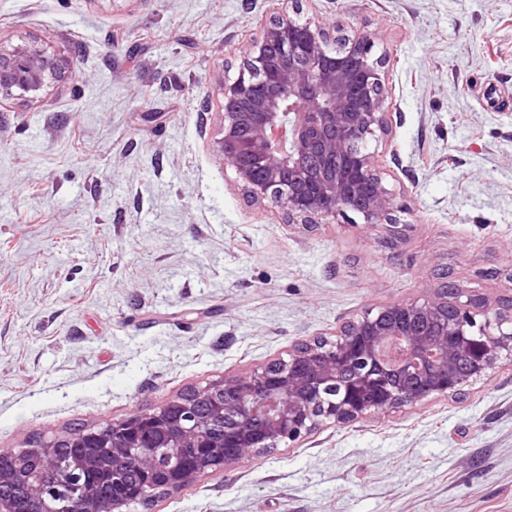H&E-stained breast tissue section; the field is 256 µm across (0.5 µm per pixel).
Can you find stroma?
<instances>
[{
  "label": "stroma",
  "mask_w": 512,
  "mask_h": 512,
  "mask_svg": "<svg viewBox=\"0 0 512 512\" xmlns=\"http://www.w3.org/2000/svg\"><path fill=\"white\" fill-rule=\"evenodd\" d=\"M370 33L398 192L313 231L215 150L271 17ZM86 74L0 101V449L150 410L451 283L512 298V0H0ZM133 512H512V357L456 397L316 428Z\"/></svg>",
  "instance_id": "35a3bbf8"
}]
</instances>
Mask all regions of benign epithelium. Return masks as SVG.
Returning a JSON list of instances; mask_svg holds the SVG:
<instances>
[{"label":"benign epithelium","mask_w":512,"mask_h":512,"mask_svg":"<svg viewBox=\"0 0 512 512\" xmlns=\"http://www.w3.org/2000/svg\"><path fill=\"white\" fill-rule=\"evenodd\" d=\"M368 34L331 38L321 21L271 19L217 97V151L254 203L268 202L304 225L357 215L383 224L397 208L371 142L389 135L383 58ZM82 72L45 42L0 41V100L37 101L52 82ZM512 356V301L478 305L452 284L426 298L367 309L335 339L297 344L288 359L189 389L157 409L134 410L97 427L71 430L28 448L0 451V483L22 479L33 512H130L151 506L198 477L235 466L281 443L296 442L328 421L348 424L375 413L456 395ZM471 356L470 370L456 364ZM359 380L342 383L352 365ZM78 448L80 483L52 493L42 475L57 449ZM177 461L163 470L155 449ZM139 474L127 484V472Z\"/></svg>","instance_id":"7a95c632"}]
</instances>
